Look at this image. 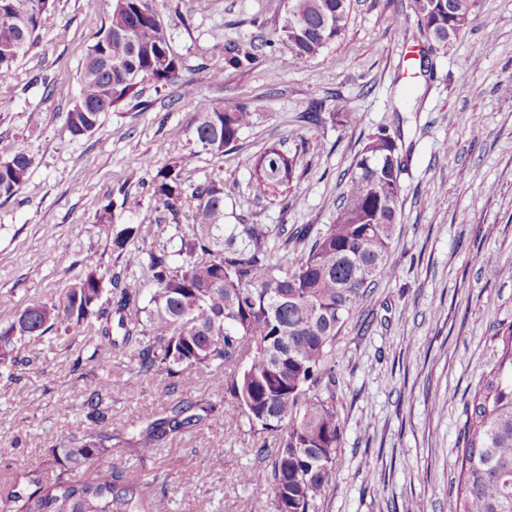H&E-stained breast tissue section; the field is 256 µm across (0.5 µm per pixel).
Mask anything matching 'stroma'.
I'll return each instance as SVG.
<instances>
[{
  "instance_id": "obj_1",
  "label": "stroma",
  "mask_w": 512,
  "mask_h": 512,
  "mask_svg": "<svg viewBox=\"0 0 512 512\" xmlns=\"http://www.w3.org/2000/svg\"><path fill=\"white\" fill-rule=\"evenodd\" d=\"M411 0H352L344 35L314 59L295 58L279 37L286 0H158L182 66L176 83L143 84L139 99L106 113L74 138L67 112L80 95L89 47L108 23L112 0H55L38 44L0 75V159L25 151L29 178L0 198V328L27 306L62 292L88 267L149 284L126 267V250H175L190 233L191 209L171 215L150 189L153 165H179L184 185H224V221L314 229L333 222L351 166L377 127L400 131L401 176L394 277L379 282L336 340V408L343 437L332 485L317 512H450L456 505L466 408L501 357L495 333L512 326V0H480L472 30L434 49L431 72L412 75L410 46L389 26L408 16L427 44ZM253 48L248 68L224 65L230 44ZM221 81H213V73ZM415 94L402 100L400 78ZM195 93H181L183 82ZM247 106L258 118L236 147L199 150L192 129L200 102ZM344 103L350 126L306 121ZM284 144L297 152L282 196L256 198L248 156ZM190 165H183L185 156ZM112 204L113 229L143 227L126 250L112 244L96 213ZM498 269L494 278L485 261ZM97 321L25 341L22 362L0 369V497L17 476L59 474L61 449L94 432L89 399L99 394L115 436L81 476L114 465L136 469L152 512H268L265 471L246 452L255 435L231 397L199 372L191 391L166 374L140 372L128 348L91 360ZM215 405L153 455L129 448L147 420L186 402Z\"/></svg>"
}]
</instances>
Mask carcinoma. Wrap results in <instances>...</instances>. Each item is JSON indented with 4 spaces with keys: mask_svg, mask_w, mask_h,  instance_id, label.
<instances>
[{
    "mask_svg": "<svg viewBox=\"0 0 512 512\" xmlns=\"http://www.w3.org/2000/svg\"><path fill=\"white\" fill-rule=\"evenodd\" d=\"M478 0H413L419 29L439 46L464 37L476 18ZM280 36L298 59L323 54L345 31L351 0H291ZM0 75L37 45L53 15V0H0ZM132 18V31L114 30L115 17ZM171 49L156 0H112L108 25L90 46L81 69L80 100L87 111L67 112L66 131L91 134L104 113L141 95V82L126 78L138 69L167 85L178 79L179 60H157ZM254 54L227 48L225 66L244 69ZM254 113L245 106L226 109L205 104L193 128L204 151L222 153L238 141ZM398 135L381 126L363 143L333 222L313 233L309 224L283 227L285 244L311 240L293 256L273 255L266 224L224 223V185L209 181L192 191L176 169H156L153 196L177 216L193 200L192 235L175 251L126 253V265L147 264L152 288L110 275L112 297L101 302L104 274L90 268L63 293L27 307L0 329V365H13L16 346L55 327L76 329L90 319L102 323L107 343L92 357L105 363L110 348L108 323L119 314L122 343H135V360L145 373H164L173 386L192 389L201 368L210 369L213 387L238 404L259 435L248 452L270 461L266 473L272 512H316V502L335 475L342 430L336 412V337L378 281L392 276L389 253L396 231L400 176ZM253 193L274 196L289 185L296 158L271 147L246 159ZM32 160L18 150L0 160V197H13L28 180ZM142 234L128 224L113 233L123 250ZM179 408L140 431L137 453L154 454L162 439L197 425L201 417ZM96 434L62 449L70 468L101 454L112 438V421L97 413ZM4 512H150L138 473L109 466L82 480L58 476L52 483L39 469L8 489ZM455 512H512V328L498 369L476 391L463 435Z\"/></svg>",
    "mask_w": 512,
    "mask_h": 512,
    "instance_id": "carcinoma-1",
    "label": "carcinoma"
}]
</instances>
